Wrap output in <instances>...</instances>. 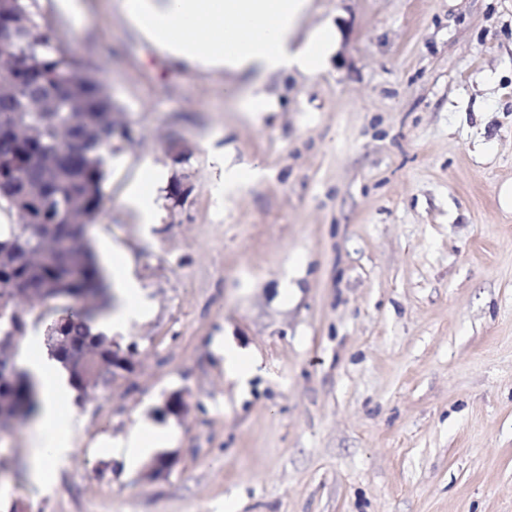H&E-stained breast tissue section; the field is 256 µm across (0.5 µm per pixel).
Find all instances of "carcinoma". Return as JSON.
I'll return each instance as SVG.
<instances>
[{"label": "carcinoma", "instance_id": "cac0c4a2", "mask_svg": "<svg viewBox=\"0 0 512 512\" xmlns=\"http://www.w3.org/2000/svg\"><path fill=\"white\" fill-rule=\"evenodd\" d=\"M36 0H0V22L18 25L22 41L14 50V64L0 72V88L10 95L0 101V110L7 114L10 126L28 134L22 138L4 137L0 141V156L9 157V186L0 191V210L13 213L18 223L10 225L9 232L0 234V253L12 257L14 270L23 297L33 296L44 303L51 300L93 298L92 307L72 313L65 310L63 328L67 348L61 352L45 345L48 358L58 362L68 375L77 400L88 396L79 374L68 365V356L92 344L99 350L105 363L100 375L94 369L88 375L99 384L112 381V354L133 352V347L122 349L112 337L93 330L96 317L111 300L110 290H100V269L94 264L96 256L90 241H85L81 256L86 260L79 273L71 270L74 258L64 255L49 261H28L36 248L35 235L26 233L28 224H64L75 237L81 236V225L72 222V213L82 219V225L92 223L99 214L105 179L104 154L112 152L114 141L126 136V126L112 120L117 112L112 97L103 82L87 75L81 63L58 52L49 42L37 36L40 27ZM77 87L73 98L63 90ZM76 123L75 132L86 141L83 154H71L66 140L58 136L62 126ZM50 152L57 165L55 181L44 184L43 173L34 158ZM26 322H9L0 328V345L14 348L15 341L24 334ZM38 389L28 369L18 372L0 365V395L9 400L10 412H22L30 419L39 410Z\"/></svg>", "mask_w": 512, "mask_h": 512}]
</instances>
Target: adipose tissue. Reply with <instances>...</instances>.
Here are the masks:
<instances>
[{
	"label": "adipose tissue",
	"mask_w": 512,
	"mask_h": 512,
	"mask_svg": "<svg viewBox=\"0 0 512 512\" xmlns=\"http://www.w3.org/2000/svg\"><path fill=\"white\" fill-rule=\"evenodd\" d=\"M119 6L170 61L194 70L258 78L294 71L314 74L324 69L333 42L327 30L298 40L311 0H120ZM117 296L118 308L102 320V327L118 330L146 315L132 278L121 282ZM27 366L41 398L32 474L43 481L51 475L53 459L69 452L72 434L61 410L62 388L54 366L41 357Z\"/></svg>",
	"instance_id": "1"
}]
</instances>
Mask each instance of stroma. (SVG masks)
I'll use <instances>...</instances> for the list:
<instances>
[{"instance_id": "1", "label": "stroma", "mask_w": 512, "mask_h": 512, "mask_svg": "<svg viewBox=\"0 0 512 512\" xmlns=\"http://www.w3.org/2000/svg\"><path fill=\"white\" fill-rule=\"evenodd\" d=\"M77 3L37 0L41 32L130 129L88 231L149 314L112 335L131 370L65 390L51 482L33 424L0 432V512H512V0H312L298 35L335 31L325 68L257 85L172 63L117 0ZM217 152L255 179L225 190ZM148 162L155 224L125 203ZM137 423L166 436L160 478L107 453ZM239 381L248 379L256 369L252 359L244 357L236 348L224 344V370Z\"/></svg>"}]
</instances>
